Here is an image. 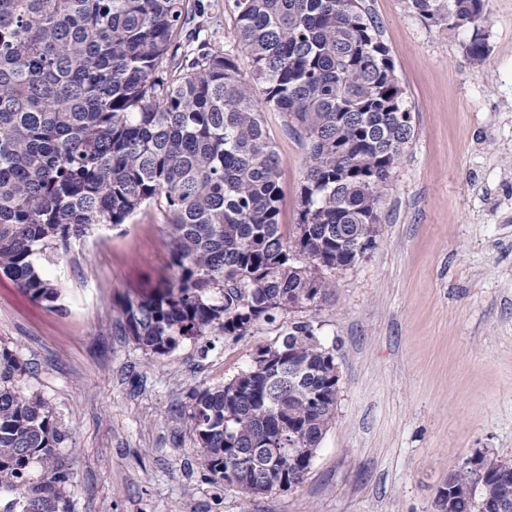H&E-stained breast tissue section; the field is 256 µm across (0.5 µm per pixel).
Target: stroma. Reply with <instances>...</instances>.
I'll return each instance as SVG.
<instances>
[{
	"label": "stroma",
	"instance_id": "stroma-1",
	"mask_svg": "<svg viewBox=\"0 0 512 512\" xmlns=\"http://www.w3.org/2000/svg\"><path fill=\"white\" fill-rule=\"evenodd\" d=\"M390 50L415 135L386 192L381 234L315 320L341 381L335 420L303 481L244 498L212 482L180 411L271 345L281 322L203 336L155 356L121 331L117 305L173 280L151 205L74 240L48 269L57 301L0 275V344L25 392L55 406L77 448L71 512H435L450 473L481 451L512 459V0L477 27L421 16L411 0H363ZM488 46L473 66V32ZM265 125L282 162L280 221L295 223L305 148L281 112Z\"/></svg>",
	"mask_w": 512,
	"mask_h": 512
}]
</instances>
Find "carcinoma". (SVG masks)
Instances as JSON below:
<instances>
[{"label":"carcinoma","instance_id":"cac0c4a2","mask_svg":"<svg viewBox=\"0 0 512 512\" xmlns=\"http://www.w3.org/2000/svg\"><path fill=\"white\" fill-rule=\"evenodd\" d=\"M236 51L211 47L186 0H0V272L36 301L40 272L72 241L165 210L174 281L120 306L124 334L162 356L187 339L241 338L258 322L319 310L324 272L376 244L385 192L414 122L390 51L361 0H232ZM424 17L477 25L485 0H412ZM186 35V44L178 38ZM251 59L250 76L237 52ZM480 66L487 45L466 46ZM262 89L254 97L252 86ZM306 148L297 223H280L281 161L263 108ZM246 369L189 394L201 465L243 495L300 484L335 418L331 350L311 321L286 325ZM0 347V512H70L77 449L53 405L25 394ZM298 433L288 440V430ZM461 465L436 501L512 512V461Z\"/></svg>","mask_w":512,"mask_h":512}]
</instances>
